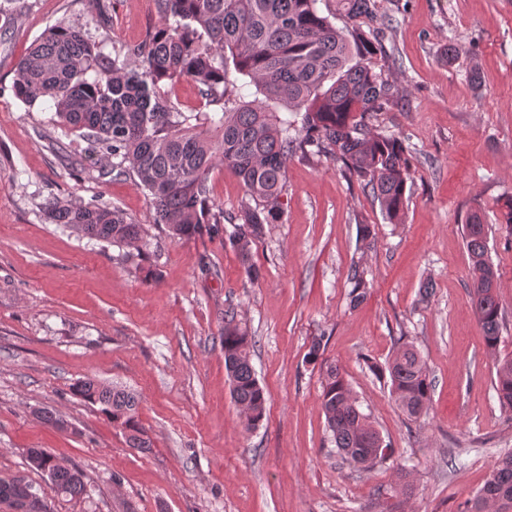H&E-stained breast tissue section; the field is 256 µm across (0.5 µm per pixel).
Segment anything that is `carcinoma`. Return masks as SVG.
<instances>
[{
  "label": "carcinoma",
  "instance_id": "cac0c4a2",
  "mask_svg": "<svg viewBox=\"0 0 512 512\" xmlns=\"http://www.w3.org/2000/svg\"><path fill=\"white\" fill-rule=\"evenodd\" d=\"M318 0H155L158 26L145 37L103 54L78 27L49 28L29 48L15 70L13 92L25 104L48 100L58 125L85 140V159H115L112 169L128 163L138 184L148 190L156 223L178 240L212 237L232 226L227 241L238 252L247 279L260 270L251 247L269 224L284 214L286 172L294 158L326 157L342 163L363 182L385 217L401 219L406 202L410 150L397 136L375 125L377 116L399 101L398 90L376 73L371 58L382 49L381 34L392 19L376 0H335L338 28L320 13ZM246 77L262 98L245 100ZM199 86L203 107L186 114L176 108L163 86L180 81ZM222 162L242 182L237 211L226 213L211 199L209 177ZM44 209L54 224L98 241L133 246L141 226L118 209L91 201L73 203L51 196ZM488 225L473 213L465 221V245L472 264L471 301L494 352L501 342L503 308L498 276L488 255ZM350 305L363 302L368 290L364 271L351 268ZM224 366L231 395L245 429L263 421L266 399L250 360L252 339L224 313ZM322 338L314 339L308 361L324 371L321 407L338 451L366 469L384 459L383 440L362 413L340 368L320 361ZM390 392L407 416L426 410L433 391L430 374L417 350L405 345L381 369ZM77 393L100 405L112 425L134 448H148L137 419L138 402L129 391L94 380ZM495 391L502 408L512 411V357L496 369ZM52 456L28 450L29 464L46 473L53 490L70 497L86 491L75 467L48 465ZM30 485L0 479V503L13 512H48L27 504ZM512 512V454L501 458L481 491L464 512Z\"/></svg>",
  "mask_w": 512,
  "mask_h": 512
}]
</instances>
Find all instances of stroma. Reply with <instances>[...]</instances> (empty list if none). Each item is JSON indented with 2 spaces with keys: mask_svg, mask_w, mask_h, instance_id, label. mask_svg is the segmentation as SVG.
I'll use <instances>...</instances> for the list:
<instances>
[{
  "mask_svg": "<svg viewBox=\"0 0 512 512\" xmlns=\"http://www.w3.org/2000/svg\"><path fill=\"white\" fill-rule=\"evenodd\" d=\"M109 2L103 27L88 0H0V478L27 481L50 512H461L512 454V411L493 389L512 354V0H377L394 23L372 65L401 94L377 122L412 155L402 220L390 223L333 160L293 159L283 220L252 247L254 284L223 237L173 239L132 172L86 161L48 104L15 97V67L47 28L82 27L110 54L159 21L154 0ZM451 43L462 52L450 63ZM53 195L97 199L140 224L141 258L51 223ZM471 213L492 227L505 311L495 352L470 299ZM355 265L369 290L353 309ZM230 308L255 340L267 399L253 430L224 368ZM318 336L388 446L371 470L346 462L326 427L323 372L306 358ZM405 343L433 379L417 419L371 370ZM88 378L136 393L150 448L130 447L75 394ZM42 409L66 427L44 424ZM32 448L79 468L85 494H55L29 465Z\"/></svg>",
  "mask_w": 512,
  "mask_h": 512,
  "instance_id": "stroma-1",
  "label": "stroma"
}]
</instances>
